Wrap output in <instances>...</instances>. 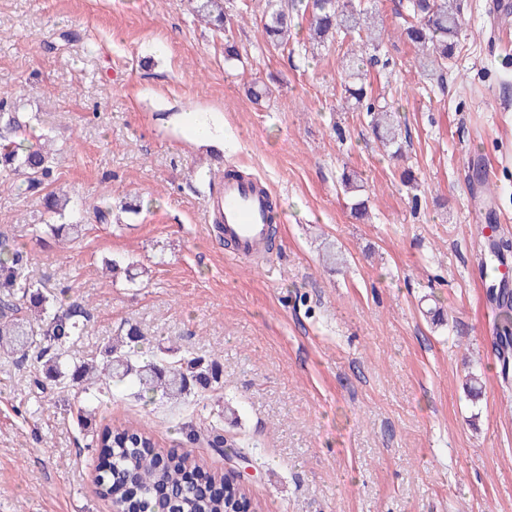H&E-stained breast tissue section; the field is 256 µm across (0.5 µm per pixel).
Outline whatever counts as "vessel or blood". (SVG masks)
<instances>
[{
	"label": "vessel or blood",
	"mask_w": 512,
	"mask_h": 512,
	"mask_svg": "<svg viewBox=\"0 0 512 512\" xmlns=\"http://www.w3.org/2000/svg\"><path fill=\"white\" fill-rule=\"evenodd\" d=\"M270 198L263 185L234 178L224 180L210 198L209 212L220 217L225 238L235 243L233 259L254 258L266 233Z\"/></svg>",
	"instance_id": "obj_1"
}]
</instances>
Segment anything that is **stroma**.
Listing matches in <instances>:
<instances>
[{
  "label": "stroma",
  "instance_id": "1",
  "mask_svg": "<svg viewBox=\"0 0 512 512\" xmlns=\"http://www.w3.org/2000/svg\"><path fill=\"white\" fill-rule=\"evenodd\" d=\"M497 2L464 0L439 81L399 35L406 0H371L383 45L366 82L402 128L392 161L365 109L339 103L356 39L312 44L304 9L274 48L260 35L265 0H225L226 34L190 0H0V100L24 96L31 142L51 134L52 188L83 227L72 241L33 235L40 199L21 177L0 180V236L25 247L44 292L89 314L64 360L101 356L133 324L224 374L222 400L173 407L130 382L40 390L36 348L0 355V512H113L79 401L94 426L140 425L204 469L237 471L255 512H512V378L499 373L481 263L488 233L512 241V20ZM228 42L238 59L225 60ZM253 83L268 88L261 101ZM196 115L208 139L189 130ZM228 169L273 190L262 262L229 258L205 222ZM346 169L362 177L366 217L339 189ZM104 204L108 224L95 218ZM329 249L342 264L324 262ZM219 416L225 438L250 441L245 458L188 441L183 424Z\"/></svg>",
  "mask_w": 512,
  "mask_h": 512
}]
</instances>
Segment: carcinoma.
<instances>
[{
  "instance_id": "obj_1",
  "label": "carcinoma",
  "mask_w": 512,
  "mask_h": 512,
  "mask_svg": "<svg viewBox=\"0 0 512 512\" xmlns=\"http://www.w3.org/2000/svg\"><path fill=\"white\" fill-rule=\"evenodd\" d=\"M310 38L317 43L334 41L338 34L355 33L358 48L342 59L345 80L341 101L348 109L362 106L368 97L362 69L364 54L379 50L382 40L369 8L362 0H308ZM408 20L400 36L417 48L419 68L433 76L443 73L455 57L461 30V5L457 0H407ZM200 17L222 31L228 22L224 0H196ZM292 15L288 0H266L261 35L273 47L288 43ZM21 101L0 100V175L25 171V191L39 193L54 181L55 154L44 146H34L26 138L27 121L20 112ZM370 127L375 140L385 149L402 153L399 124L395 112L387 106L368 104ZM348 195L351 213L363 216L367 200L359 192V175L345 172L340 180ZM43 219L57 237H77L80 224H54V217L64 218L70 198L50 191L43 196ZM28 255L20 246L0 240V350L11 353L34 342L33 330L22 310L37 314L41 322L39 360L48 378L69 377L90 391L112 379H128L139 385L143 399L161 393L175 403H187L197 393L223 388L220 365L206 361L195 353L156 354L143 358L140 334L131 327L125 336L114 339L102 360L90 358L65 369L60 347L83 335L84 311L54 295H46L27 273ZM499 310L495 344L500 373L508 378L512 370V292L506 288L490 289ZM219 446L224 443L219 424L204 430L190 429L187 437L196 442L200 436ZM91 443L97 448L101 471L96 476L100 496L120 504L125 512H239L251 505L249 490L240 482L224 480L217 473L194 482L189 479L195 462L189 453L155 448L152 438L142 429L120 425L93 430Z\"/></svg>"
}]
</instances>
